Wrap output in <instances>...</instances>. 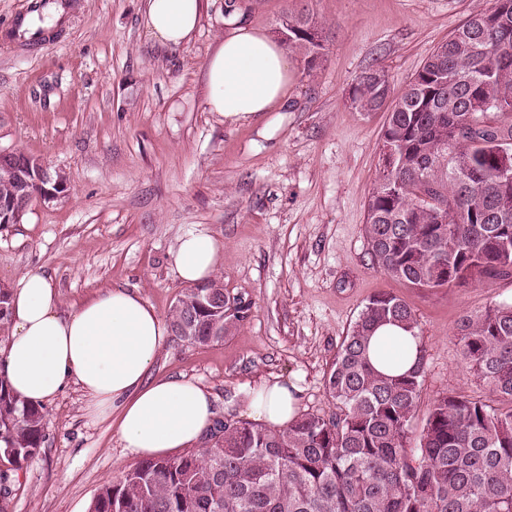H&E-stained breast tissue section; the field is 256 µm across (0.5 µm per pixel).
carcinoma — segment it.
I'll use <instances>...</instances> for the list:
<instances>
[{
  "instance_id": "cac0c4a2",
  "label": "carcinoma",
  "mask_w": 512,
  "mask_h": 512,
  "mask_svg": "<svg viewBox=\"0 0 512 512\" xmlns=\"http://www.w3.org/2000/svg\"><path fill=\"white\" fill-rule=\"evenodd\" d=\"M282 42L313 68L324 31L307 14L282 15ZM379 69L360 75L351 102L385 111L382 141L399 156L380 162L367 203L372 265L410 288L440 289L480 276H512V0L472 15L400 91ZM470 122L469 134L456 128ZM249 305L222 280L187 289L169 312L175 336L224 341ZM224 319V335H210ZM414 333L401 298L373 295L345 336L326 378L336 411L303 413L285 428L218 421L205 447L147 459L105 483L88 512H512V303L464 314L456 336L470 373L497 405L440 393L419 443L409 436L425 350L416 366L374 369L369 340L383 323ZM45 413L0 378V456L19 471L39 452Z\"/></svg>"
}]
</instances>
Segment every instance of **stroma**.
I'll use <instances>...</instances> for the list:
<instances>
[{
  "instance_id": "obj_1",
  "label": "stroma",
  "mask_w": 512,
  "mask_h": 512,
  "mask_svg": "<svg viewBox=\"0 0 512 512\" xmlns=\"http://www.w3.org/2000/svg\"><path fill=\"white\" fill-rule=\"evenodd\" d=\"M25 0H0V150L43 158L66 196L34 197L21 223L0 227V285L49 276L62 310L96 292H139L167 317L186 285L172 253L191 229L223 245L216 273L250 304L224 342L169 336L152 367L207 387L217 418L246 419V397L277 379L301 389L299 410L330 414L326 377L374 294L404 299L426 351L419 439L439 393L490 401L455 335L459 317L512 301V278L417 291L374 268L364 233L385 115L360 112L351 87L368 69L406 86L434 49L491 0H237L248 25L274 33L286 12L323 23L315 68L296 52L288 107L228 125L206 110L205 64L224 37L225 0H211L178 48L145 32L144 0H64V21L39 40L12 37ZM68 386L46 402L45 441L14 475L6 512H87L105 483L138 463L119 417L98 421Z\"/></svg>"
}]
</instances>
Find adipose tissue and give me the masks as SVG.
Listing matches in <instances>:
<instances>
[{
  "instance_id": "obj_1",
  "label": "adipose tissue",
  "mask_w": 512,
  "mask_h": 512,
  "mask_svg": "<svg viewBox=\"0 0 512 512\" xmlns=\"http://www.w3.org/2000/svg\"><path fill=\"white\" fill-rule=\"evenodd\" d=\"M207 6L208 0H147L142 24L159 45L178 47L199 28ZM205 77L208 112L232 125L282 110L292 73L281 43L233 11L224 19L223 40L206 61ZM221 253V243L208 231L187 232L172 255L175 272L187 284H204ZM10 323V336L0 347V376L22 399L42 403L77 385L89 415L119 410L125 448L145 459L193 447L210 427L207 388L185 378L153 376L169 325L138 293L109 289L65 312L50 278L31 271L11 289ZM420 344L410 331L387 323L370 340V359L380 372L402 374L415 366ZM299 393L292 383H264L247 401L248 414L256 422L285 427L298 415Z\"/></svg>"
}]
</instances>
